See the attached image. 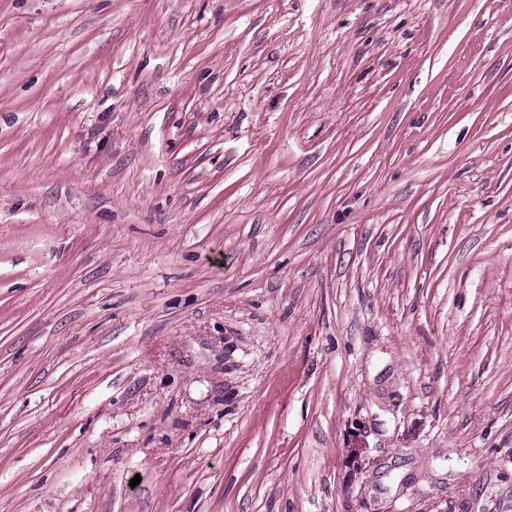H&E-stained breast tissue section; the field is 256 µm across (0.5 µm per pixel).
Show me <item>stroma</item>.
Instances as JSON below:
<instances>
[{
  "mask_svg": "<svg viewBox=\"0 0 512 512\" xmlns=\"http://www.w3.org/2000/svg\"><path fill=\"white\" fill-rule=\"evenodd\" d=\"M0 512H512V0H0Z\"/></svg>",
  "mask_w": 512,
  "mask_h": 512,
  "instance_id": "1",
  "label": "stroma"
}]
</instances>
